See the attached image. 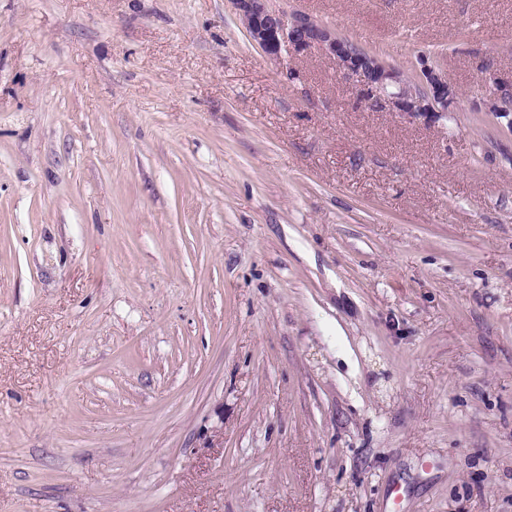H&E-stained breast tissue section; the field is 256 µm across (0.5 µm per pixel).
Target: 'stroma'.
<instances>
[{"label":"stroma","mask_w":512,"mask_h":512,"mask_svg":"<svg viewBox=\"0 0 512 512\" xmlns=\"http://www.w3.org/2000/svg\"><path fill=\"white\" fill-rule=\"evenodd\" d=\"M0 0V512H512V0ZM240 24L250 39L273 59L284 52L301 54L319 49L336 61L340 72L352 79L360 97L372 108L399 112L410 119L436 120L447 116L455 91L448 76L426 56L413 78L371 57L364 63L336 31L309 15L288 13L270 6L269 0H232ZM481 78L489 89L483 108L480 112H488L492 116L505 122L512 132V71L505 75L482 71Z\"/></svg>","instance_id":"obj_1"}]
</instances>
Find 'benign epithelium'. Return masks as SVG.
I'll return each instance as SVG.
<instances>
[{
  "label": "benign epithelium",
  "mask_w": 512,
  "mask_h": 512,
  "mask_svg": "<svg viewBox=\"0 0 512 512\" xmlns=\"http://www.w3.org/2000/svg\"><path fill=\"white\" fill-rule=\"evenodd\" d=\"M240 24L263 52L278 59L283 53L318 49L336 61L340 72L358 86L360 97L372 108L387 109L410 119L436 120L448 112L455 91L448 76L428 57L412 78L383 61L365 63L336 31L309 15L288 13L269 0H232ZM489 89L481 111L504 122L512 132V72H481Z\"/></svg>",
  "instance_id": "7a95c632"
}]
</instances>
